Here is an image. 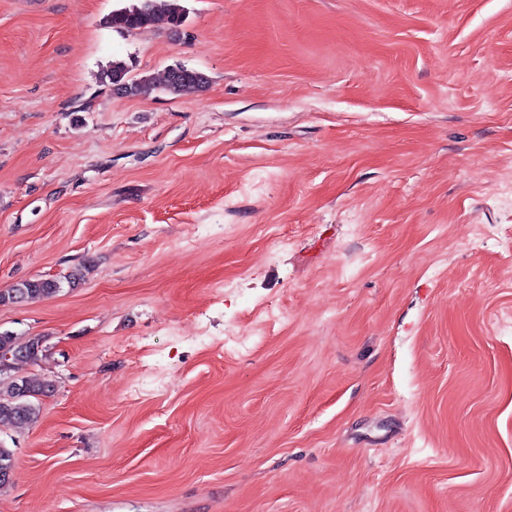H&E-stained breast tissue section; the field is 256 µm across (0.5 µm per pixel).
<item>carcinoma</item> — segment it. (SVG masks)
Wrapping results in <instances>:
<instances>
[{"instance_id":"carcinoma-1","label":"carcinoma","mask_w":512,"mask_h":512,"mask_svg":"<svg viewBox=\"0 0 512 512\" xmlns=\"http://www.w3.org/2000/svg\"><path fill=\"white\" fill-rule=\"evenodd\" d=\"M186 19L182 0H136V3L112 11L106 23L112 28L131 32L165 23L172 28L181 26ZM180 73L169 68L160 75H147L137 80L128 79L125 61L115 59L102 79L127 95L136 96L161 87L178 93L201 91L208 80L200 72L178 67ZM81 269L76 268L63 278H35L23 280L8 290L0 291V304H15L49 298L63 288V283L76 284L82 280ZM8 345L18 354L17 360L25 365L38 363L45 351L42 339L30 337L22 340L11 333H0V347ZM53 393L40 379L17 378L14 370L0 372V425L29 426L40 416V397ZM15 465L11 449L0 446V487L13 482Z\"/></svg>"}]
</instances>
